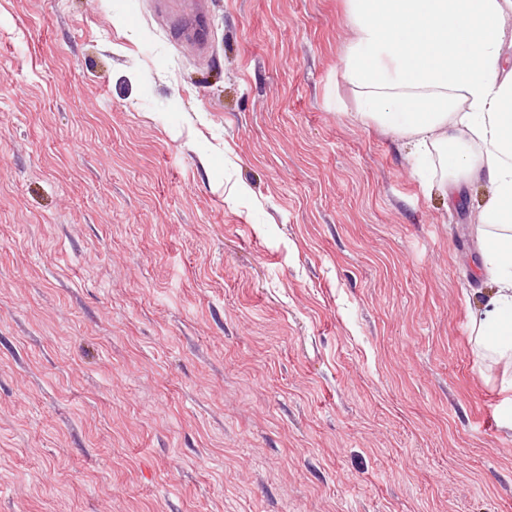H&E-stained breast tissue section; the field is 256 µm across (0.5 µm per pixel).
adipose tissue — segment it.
<instances>
[{
    "label": "adipose tissue",
    "instance_id": "1",
    "mask_svg": "<svg viewBox=\"0 0 512 512\" xmlns=\"http://www.w3.org/2000/svg\"><path fill=\"white\" fill-rule=\"evenodd\" d=\"M342 77L362 121L449 174L484 182L477 229L490 291L471 320L477 351L512 365V0H347Z\"/></svg>",
    "mask_w": 512,
    "mask_h": 512
}]
</instances>
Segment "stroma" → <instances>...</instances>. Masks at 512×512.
<instances>
[{
    "label": "stroma",
    "mask_w": 512,
    "mask_h": 512,
    "mask_svg": "<svg viewBox=\"0 0 512 512\" xmlns=\"http://www.w3.org/2000/svg\"><path fill=\"white\" fill-rule=\"evenodd\" d=\"M346 0H0V512H512L482 183L362 123Z\"/></svg>",
    "instance_id": "obj_1"
}]
</instances>
